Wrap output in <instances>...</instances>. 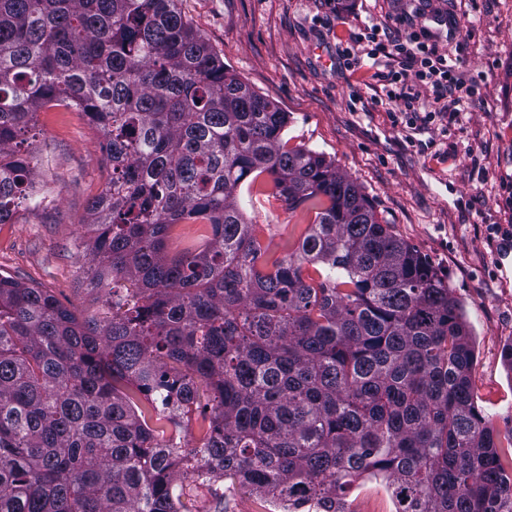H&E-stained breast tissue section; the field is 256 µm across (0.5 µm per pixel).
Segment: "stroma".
Listing matches in <instances>:
<instances>
[{
    "label": "stroma",
    "instance_id": "35a3bbf8",
    "mask_svg": "<svg viewBox=\"0 0 512 512\" xmlns=\"http://www.w3.org/2000/svg\"><path fill=\"white\" fill-rule=\"evenodd\" d=\"M211 50L252 91L288 112L284 139L335 162L373 202L381 222L424 255L450 288L474 342V400L495 428L512 421V0H178ZM428 29L458 61L473 92L458 120L405 138L387 106L352 108L381 94L371 69L344 65L364 26ZM359 87V86H358ZM23 148L48 199L0 224V273L46 289L78 312L86 291L76 243L109 174L104 140L80 112H41ZM258 238L287 254L302 213L241 195Z\"/></svg>",
    "mask_w": 512,
    "mask_h": 512
}]
</instances>
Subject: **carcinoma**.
<instances>
[{
    "mask_svg": "<svg viewBox=\"0 0 512 512\" xmlns=\"http://www.w3.org/2000/svg\"><path fill=\"white\" fill-rule=\"evenodd\" d=\"M176 2L0 0V224L50 104L111 164L78 246L91 315L0 274V512H197L187 477L269 512H350L366 480L395 512H512L450 289ZM244 185L314 214L293 251L269 257ZM198 218L207 242L170 254ZM228 483L220 481L215 485V488H220L226 495L230 497L229 512H268L269 507L265 500L260 496L244 490H235L229 493L227 491Z\"/></svg>",
    "mask_w": 512,
    "mask_h": 512,
    "instance_id": "carcinoma-1",
    "label": "carcinoma"
}]
</instances>
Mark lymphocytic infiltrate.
<instances>
[{
  "mask_svg": "<svg viewBox=\"0 0 512 512\" xmlns=\"http://www.w3.org/2000/svg\"><path fill=\"white\" fill-rule=\"evenodd\" d=\"M368 58L396 61L397 69L378 72L386 96L406 126L432 123L437 115H456L464 83L457 65L432 43L426 30L393 35L371 25L359 33Z\"/></svg>",
  "mask_w": 512,
  "mask_h": 512,
  "instance_id": "lymphocytic-infiltrate-1",
  "label": "lymphocytic infiltrate"
}]
</instances>
